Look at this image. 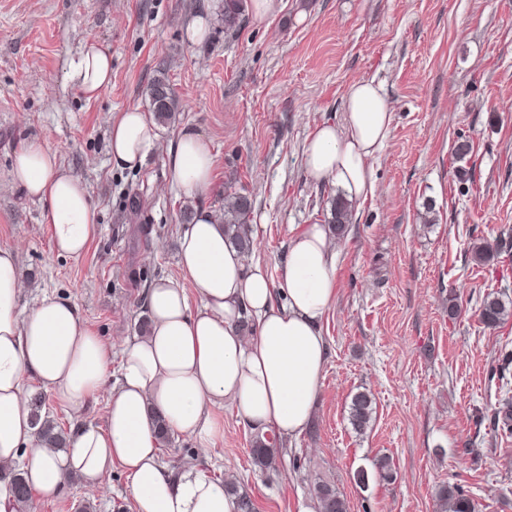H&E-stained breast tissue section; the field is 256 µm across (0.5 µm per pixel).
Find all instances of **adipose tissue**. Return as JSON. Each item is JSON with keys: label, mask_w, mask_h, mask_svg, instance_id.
<instances>
[{"label": "adipose tissue", "mask_w": 512, "mask_h": 512, "mask_svg": "<svg viewBox=\"0 0 512 512\" xmlns=\"http://www.w3.org/2000/svg\"><path fill=\"white\" fill-rule=\"evenodd\" d=\"M74 77L83 96H99L112 83L111 50L87 43ZM391 125L382 86L351 84L340 121L319 123L309 136V177L335 184L352 201L372 195L370 161ZM155 138L149 114L137 107L122 112L110 130L113 165L141 166ZM169 165L184 196L209 188L213 157L195 130L179 131ZM12 174L31 199L45 204L56 252L83 255L96 229L85 184L38 142L15 154ZM336 262L328 226L303 224L288 244L280 281H272L261 266L245 265L212 213L198 211L179 239L182 281L153 282L145 303L148 333L115 355L70 300L46 294L23 308L17 255L0 249V512L14 502V471L38 497L52 498L72 475L88 491L100 489L116 465L128 475L136 512H239L237 499L204 469L189 465L175 473L162 463L153 417L162 415L169 431L193 437L204 455L224 439L218 412L226 406L257 433L302 435L327 362L320 324L337 298ZM246 316L253 332L240 325ZM30 378L75 414L110 389L104 427L79 426L65 450L46 448L33 425Z\"/></svg>", "instance_id": "adipose-tissue-1"}]
</instances>
